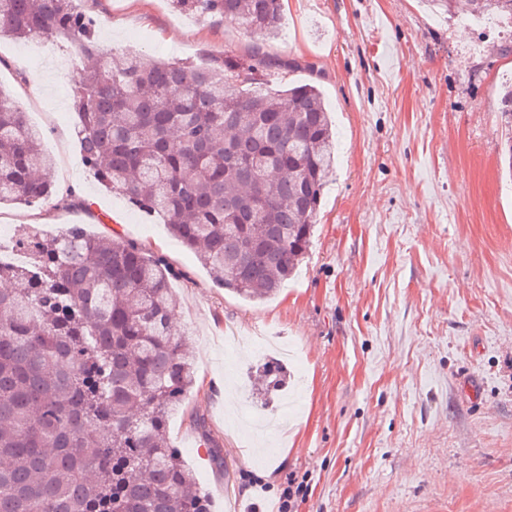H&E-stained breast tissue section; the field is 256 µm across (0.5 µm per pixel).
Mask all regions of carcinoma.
<instances>
[{
    "label": "carcinoma",
    "instance_id": "carcinoma-1",
    "mask_svg": "<svg viewBox=\"0 0 512 512\" xmlns=\"http://www.w3.org/2000/svg\"><path fill=\"white\" fill-rule=\"evenodd\" d=\"M266 39L281 0H171ZM464 15L512 17V0H466ZM0 32L62 38L90 61L74 90L85 163L104 187L155 212L215 282L248 301L276 293L305 257L336 136L311 83L253 90L294 62L253 48L211 64H147L105 53L72 0H0ZM499 119L512 130V86ZM52 160L0 90V203L53 193ZM0 264V512H210L169 440L196 383L171 321L163 258L72 224ZM264 404L288 385L262 366Z\"/></svg>",
    "mask_w": 512,
    "mask_h": 512
}]
</instances>
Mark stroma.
I'll return each instance as SVG.
<instances>
[{
  "mask_svg": "<svg viewBox=\"0 0 512 512\" xmlns=\"http://www.w3.org/2000/svg\"><path fill=\"white\" fill-rule=\"evenodd\" d=\"M73 7L103 48L144 60L240 57L254 42L170 0ZM264 50L313 64L270 86L315 81L338 142L312 243L278 295L225 290L160 217L100 184L73 105L86 63L53 38L0 36V90L55 162L49 200L0 207V241L81 224L179 270L172 319L197 384L169 436L212 512H277L292 476L306 485L293 512H512L511 134L498 117L512 36L425 0H283ZM269 357L291 386L265 407L248 375Z\"/></svg>",
  "mask_w": 512,
  "mask_h": 512,
  "instance_id": "stroma-1",
  "label": "stroma"
}]
</instances>
